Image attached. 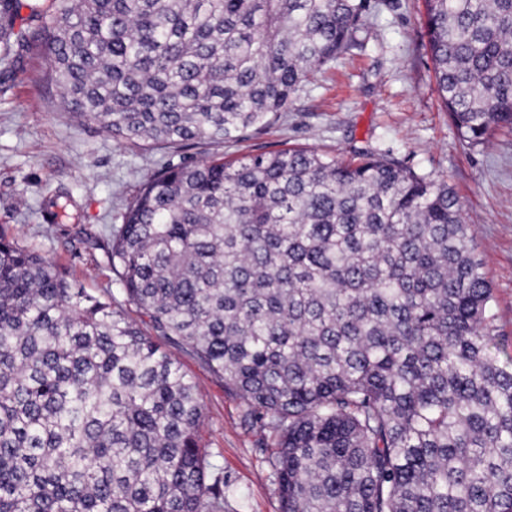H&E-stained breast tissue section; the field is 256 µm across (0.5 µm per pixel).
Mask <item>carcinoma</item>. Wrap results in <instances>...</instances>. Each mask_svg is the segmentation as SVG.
<instances>
[{
	"label": "carcinoma",
	"mask_w": 512,
	"mask_h": 512,
	"mask_svg": "<svg viewBox=\"0 0 512 512\" xmlns=\"http://www.w3.org/2000/svg\"><path fill=\"white\" fill-rule=\"evenodd\" d=\"M470 146L512 126V0H425ZM21 0H0V48ZM367 0H57L65 106L126 144H222L362 46ZM95 296L0 225V512H238L193 379L274 442L282 512H512V360L453 189L301 147L170 165L109 227ZM148 319L154 336L122 304Z\"/></svg>",
	"instance_id": "obj_1"
}]
</instances>
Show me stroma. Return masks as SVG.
I'll return each mask as SVG.
<instances>
[{"label": "stroma", "mask_w": 512, "mask_h": 512, "mask_svg": "<svg viewBox=\"0 0 512 512\" xmlns=\"http://www.w3.org/2000/svg\"><path fill=\"white\" fill-rule=\"evenodd\" d=\"M25 2L8 57L0 60V225L21 246L105 297L117 289L105 229L121 223L146 178L165 166L291 146L345 158L367 150L445 179L454 190L493 288L499 356L512 359V128L496 129L477 146L459 139L435 90L424 0H368L362 48L314 72L269 127L221 148L176 149L121 144L101 124L73 118L31 34V13L51 17L55 2ZM59 195L68 199L69 216L51 224L46 208ZM168 352L196 384L203 445L245 493L239 512H281L270 440L249 423L247 404L190 353L174 346Z\"/></svg>", "instance_id": "obj_1"}]
</instances>
